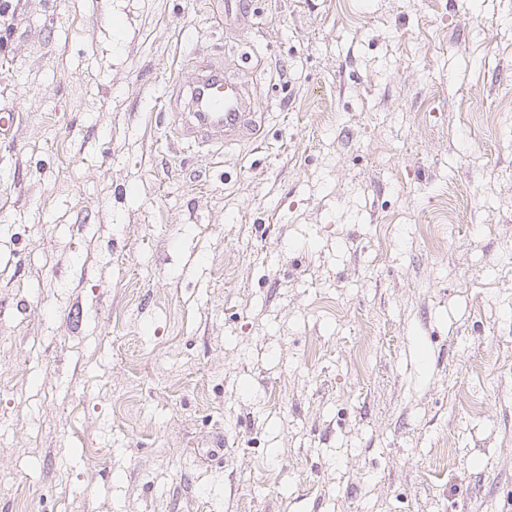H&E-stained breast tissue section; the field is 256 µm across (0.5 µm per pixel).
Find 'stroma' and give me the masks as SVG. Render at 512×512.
Segmentation results:
<instances>
[{
  "mask_svg": "<svg viewBox=\"0 0 512 512\" xmlns=\"http://www.w3.org/2000/svg\"><path fill=\"white\" fill-rule=\"evenodd\" d=\"M225 2L0 0V512H512V0ZM197 69L195 81L189 86L191 109L172 113L171 125L180 137L198 147L259 139L263 113L253 110L241 79L207 60L200 61Z\"/></svg>",
  "mask_w": 512,
  "mask_h": 512,
  "instance_id": "1",
  "label": "stroma"
}]
</instances>
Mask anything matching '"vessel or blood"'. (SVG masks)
Instances as JSON below:
<instances>
[{"mask_svg": "<svg viewBox=\"0 0 512 512\" xmlns=\"http://www.w3.org/2000/svg\"><path fill=\"white\" fill-rule=\"evenodd\" d=\"M197 69L190 86V110L173 115L180 137L201 147L259 139L264 117L253 110L241 79L207 60L200 61Z\"/></svg>", "mask_w": 512, "mask_h": 512, "instance_id": "vessel-or-blood-1", "label": "vessel or blood"}]
</instances>
